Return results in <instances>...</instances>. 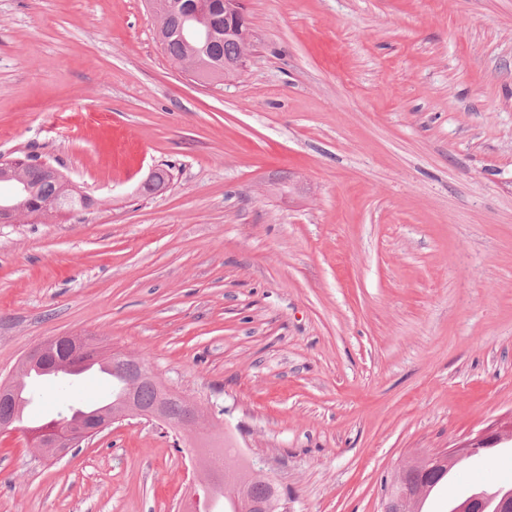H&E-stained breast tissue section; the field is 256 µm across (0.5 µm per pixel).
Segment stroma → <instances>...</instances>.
<instances>
[{
	"label": "stroma",
	"instance_id": "obj_1",
	"mask_svg": "<svg viewBox=\"0 0 512 512\" xmlns=\"http://www.w3.org/2000/svg\"><path fill=\"white\" fill-rule=\"evenodd\" d=\"M245 9L246 70L203 84L147 0H0V155L95 200L0 224V383L100 336L290 512H380L401 460L512 427V0ZM187 443L136 416L47 459L0 431V512H177ZM466 464L426 512L512 485V441Z\"/></svg>",
	"mask_w": 512,
	"mask_h": 512
}]
</instances>
